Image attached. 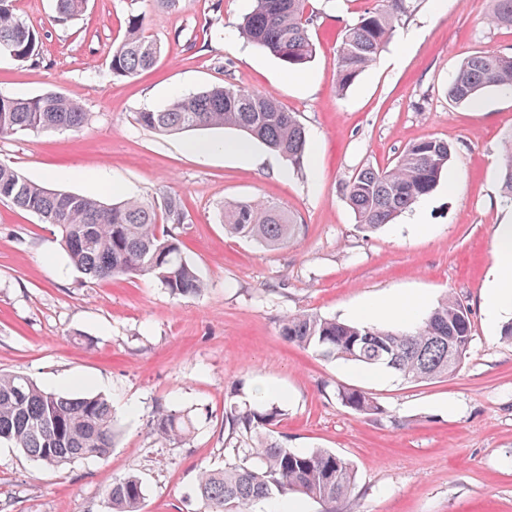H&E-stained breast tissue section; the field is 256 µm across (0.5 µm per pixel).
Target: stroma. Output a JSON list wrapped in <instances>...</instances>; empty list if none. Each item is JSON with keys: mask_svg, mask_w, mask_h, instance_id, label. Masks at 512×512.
I'll return each instance as SVG.
<instances>
[{"mask_svg": "<svg viewBox=\"0 0 512 512\" xmlns=\"http://www.w3.org/2000/svg\"><path fill=\"white\" fill-rule=\"evenodd\" d=\"M374 4L309 0L316 57L295 73L240 36L249 0H185L175 11L154 0H87L65 24L55 22L53 0H13L41 49L25 62L0 57V94L55 91L78 101L87 121L77 135L0 136V163L107 203L180 197L184 219L170 231L207 288L175 297L145 278H87L55 226L0 201V371L49 391L104 396L120 431L105 457L60 469L0 443V512H110L107 490L130 475L142 483L141 512H209L197 477L229 457L224 408L254 403L264 390L283 411L275 431L286 447L324 448L353 465L354 489L336 512H512V341L501 334L512 307L494 322L486 315L495 233L512 224L500 180L512 94L448 98L467 56L512 55V28L488 25L490 0H412L373 66L338 91L341 33ZM134 15L162 54L151 71L117 78L108 62ZM224 84L273 93L296 114L308 137L302 169L256 141L251 157L218 149L201 161L188 143L219 146L239 133L161 135L137 120L174 94ZM428 138L450 146L454 183L440 181L378 231L361 229L346 184ZM257 201L293 216L287 247L225 230L224 205ZM414 214L421 225L410 224ZM448 294L469 309L472 340L458 373L444 379L374 377L280 334L289 312L345 321L370 300L417 297L430 310ZM342 387L372 393L382 414L342 406ZM162 404L192 421L189 442L150 436Z\"/></svg>", "mask_w": 512, "mask_h": 512, "instance_id": "1", "label": "stroma"}]
</instances>
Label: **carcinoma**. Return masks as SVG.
Returning a JSON list of instances; mask_svg holds the SVG:
<instances>
[{
    "label": "carcinoma",
    "instance_id": "obj_1",
    "mask_svg": "<svg viewBox=\"0 0 512 512\" xmlns=\"http://www.w3.org/2000/svg\"><path fill=\"white\" fill-rule=\"evenodd\" d=\"M412 0H377L341 35L333 63L343 91L376 61L394 36ZM489 21L512 27V0H491ZM308 0H251L244 16V37L290 70L312 62L315 44L309 36ZM86 0H55V20L67 22L83 12ZM39 54V39L12 8L0 0V55L26 61ZM161 46L145 35L144 18H129L122 40L112 49L109 69L114 76L133 77L154 66ZM512 91V56L477 52L463 61L448 85V97L471 103L487 89ZM86 113L74 100L56 92L37 96L0 95V135L18 131L80 132ZM141 125L161 134L189 130L233 129L280 153L297 169L307 150L304 128L270 94L233 84L216 86L192 96H176L162 109L138 113ZM448 143L426 139L413 143L390 169L366 168L346 186L359 226L376 231L429 195L447 170ZM503 187L512 197V135L503 147ZM0 200L38 215L58 228L70 263L91 279L147 277L173 295L198 294L206 283L183 256L181 244L162 222L181 223L182 202L164 201L163 211L148 200L129 197L108 206L86 195L52 190L34 183L0 163ZM224 227L267 248L288 246L295 231L287 212L260 203L227 205ZM283 339L317 356L383 370L407 382L449 376L461 360L451 357L448 343L467 350L472 325L467 309L448 295L420 322L405 329L342 322L313 313H289L280 326ZM340 403L362 415L381 408L370 393L356 388L338 390ZM282 409L257 401L243 409H224L228 436L246 439L232 449L233 458L220 470L203 468L197 491L211 512H250L253 503L267 501L271 512H287L294 494L331 506L347 498L354 469L335 453L313 448L292 450L273 435ZM150 434L165 443H182L194 434L192 422L180 411L159 407ZM117 429L112 406L103 397L48 392L19 373H0V441L12 444L33 461L59 468L105 456ZM112 512H140L143 488L126 477L107 490Z\"/></svg>",
    "mask_w": 512,
    "mask_h": 512
}]
</instances>
